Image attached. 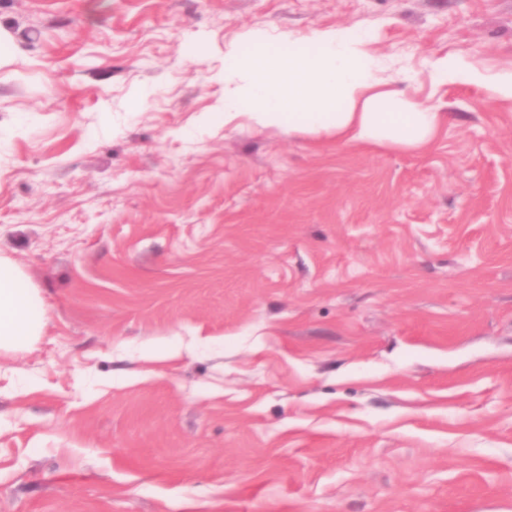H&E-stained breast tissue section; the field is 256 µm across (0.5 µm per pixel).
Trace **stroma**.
<instances>
[{
    "label": "stroma",
    "mask_w": 512,
    "mask_h": 512,
    "mask_svg": "<svg viewBox=\"0 0 512 512\" xmlns=\"http://www.w3.org/2000/svg\"><path fill=\"white\" fill-rule=\"evenodd\" d=\"M333 28L430 148L224 117L227 47ZM450 54L512 71V0H0V512H512V104ZM435 74L441 83H467L485 91L490 100L512 102V72L489 74L461 56L447 55L436 61ZM45 326L35 289L13 262L0 257V354L29 347L43 336Z\"/></svg>",
    "instance_id": "1"
}]
</instances>
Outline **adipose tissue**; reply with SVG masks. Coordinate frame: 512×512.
I'll return each instance as SVG.
<instances>
[{
  "label": "adipose tissue",
  "mask_w": 512,
  "mask_h": 512,
  "mask_svg": "<svg viewBox=\"0 0 512 512\" xmlns=\"http://www.w3.org/2000/svg\"><path fill=\"white\" fill-rule=\"evenodd\" d=\"M315 52L300 41L253 36V49L224 54V113H244L260 127L288 135L334 137L344 145L396 146L417 151L429 146L447 122L445 113L381 89L378 65L365 41L341 29L315 32ZM440 82H463L488 99L512 102V72L490 74L463 57L435 63ZM46 321L35 289L21 270L0 257V353L29 347L43 336Z\"/></svg>",
  "instance_id": "obj_1"
}]
</instances>
